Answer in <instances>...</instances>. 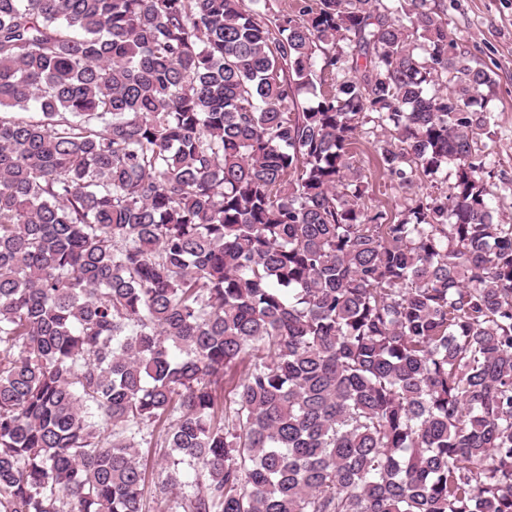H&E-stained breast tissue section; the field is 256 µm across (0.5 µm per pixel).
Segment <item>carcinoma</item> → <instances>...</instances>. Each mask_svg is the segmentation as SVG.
Here are the masks:
<instances>
[{"mask_svg": "<svg viewBox=\"0 0 512 512\" xmlns=\"http://www.w3.org/2000/svg\"><path fill=\"white\" fill-rule=\"evenodd\" d=\"M257 2L0 0V512H143L154 444L174 512H512L494 72ZM374 140L373 135H366V138L360 140L359 146V158L361 159L360 166L362 172L365 175V181L367 182V196L365 202L370 205L388 204L385 205L389 208H397L400 210L404 199L401 193L395 191L391 192L385 188V183L388 184L389 180L386 176H383L379 169L376 167L375 153L371 143ZM386 191V194H385Z\"/></svg>", "mask_w": 512, "mask_h": 512, "instance_id": "carcinoma-1", "label": "carcinoma"}]
</instances>
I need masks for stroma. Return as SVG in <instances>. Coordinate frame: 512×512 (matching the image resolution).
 <instances>
[{
  "instance_id": "obj_1",
  "label": "stroma",
  "mask_w": 512,
  "mask_h": 512,
  "mask_svg": "<svg viewBox=\"0 0 512 512\" xmlns=\"http://www.w3.org/2000/svg\"><path fill=\"white\" fill-rule=\"evenodd\" d=\"M447 9L448 34L463 44L472 56L496 74L495 94L490 103L495 116L496 185L498 213L512 222V0H442ZM360 166L367 182V201L401 208L402 194L386 190V176L376 166L371 143L359 144ZM146 471L144 512H166L173 498L161 496L157 485L165 477V462L159 449L141 451Z\"/></svg>"
}]
</instances>
